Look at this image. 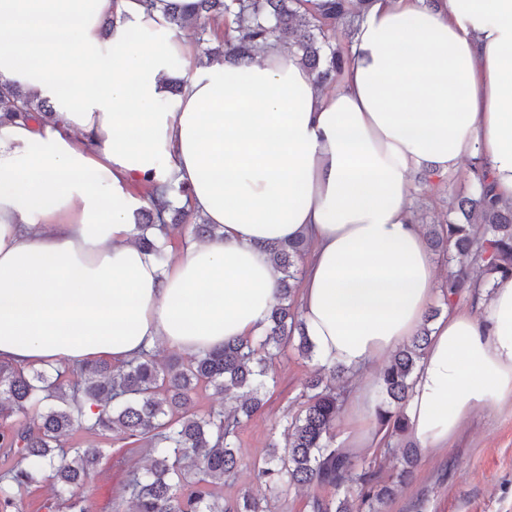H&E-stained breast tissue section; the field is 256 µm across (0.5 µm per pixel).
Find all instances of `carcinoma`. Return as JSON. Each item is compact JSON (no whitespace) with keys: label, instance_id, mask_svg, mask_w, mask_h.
Returning a JSON list of instances; mask_svg holds the SVG:
<instances>
[{"label":"carcinoma","instance_id":"obj_1","mask_svg":"<svg viewBox=\"0 0 512 512\" xmlns=\"http://www.w3.org/2000/svg\"><path fill=\"white\" fill-rule=\"evenodd\" d=\"M370 0H196L193 14L171 13L178 29L199 27L204 36L224 26V40L206 57L252 59L273 42L289 41L301 53L302 63L315 73L317 83L335 82L349 62L346 49L335 43L336 29L345 22L358 25ZM46 101L18 87L0 84V117L36 123L53 120ZM480 189L457 201L463 219L426 226L431 248L451 254L456 269L448 274L449 299L463 293L478 295L480 285L470 280L477 267L491 281L512 277V202L491 194L481 162L472 165ZM150 206L140 211L139 245L162 259L168 215L185 220L187 206H174L168 195L188 197L189 190L173 184L162 193L144 186ZM269 250L281 277L277 303L259 336L228 343L216 351L199 353L185 363L159 362V351L115 365L89 361L77 369L49 372L21 370L0 364V453L17 459L0 479V512H19L17 495L43 480L53 482L54 499L48 512H88L80 494L102 459L99 448L66 446L75 427L116 435L121 440L146 443L150 464L135 473L128 485L129 512H268L263 500L246 491L233 502L207 489L208 480H223L241 466L233 438L264 406L266 366L288 346L308 359L316 356L305 322L295 303L297 265L307 251L302 239L272 243ZM427 314L420 330L395 350L380 372L385 400L377 408V426L388 438L408 431L404 407L413 378L429 342ZM349 370L340 364L319 365L304 384L303 409L292 417L284 434L283 451H273L253 464L255 481L271 494L291 486L316 483L340 494L337 499L315 497L309 512H382L391 489L380 484L371 466L332 443L331 431L345 400L340 384ZM210 387L227 406L204 415L193 411V396Z\"/></svg>","mask_w":512,"mask_h":512}]
</instances>
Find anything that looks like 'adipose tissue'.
I'll list each match as a JSON object with an SVG mask.
<instances>
[{
    "label": "adipose tissue",
    "instance_id": "adipose-tissue-1",
    "mask_svg": "<svg viewBox=\"0 0 512 512\" xmlns=\"http://www.w3.org/2000/svg\"><path fill=\"white\" fill-rule=\"evenodd\" d=\"M166 10L0 0V83L55 110L0 123V363L118 364L258 335L278 296L268 246L300 236L318 359L384 360L439 294L411 171L476 159L512 201V0H371L334 87L274 44L195 70L175 97L171 61L192 49ZM172 182L217 230L165 266L136 242L129 190ZM378 389L368 378L349 404L352 450L380 442ZM510 401L512 279L498 278L480 316L452 307L435 326L404 414L434 451Z\"/></svg>",
    "mask_w": 512,
    "mask_h": 512
}]
</instances>
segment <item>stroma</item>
<instances>
[{
    "mask_svg": "<svg viewBox=\"0 0 512 512\" xmlns=\"http://www.w3.org/2000/svg\"><path fill=\"white\" fill-rule=\"evenodd\" d=\"M471 182V165L466 162L417 186L410 206L417 223L447 220L457 194L471 193ZM314 368V362L290 347L272 360L267 404L235 442L244 464L218 488L225 499L246 490L263 496V489L253 481L251 465L267 457L272 442L282 441L285 428L301 408L303 385ZM70 440L102 450V463L87 485V506L90 512H111V503L131 472L148 464L149 449L83 429ZM357 458L381 462L380 478L393 489L385 512H512V405L475 412L447 449L419 451L414 473L405 482L397 481L392 461L382 459L380 452L365 450Z\"/></svg>",
    "mask_w": 512,
    "mask_h": 512,
    "instance_id": "35a3bbf8",
    "label": "stroma"
}]
</instances>
